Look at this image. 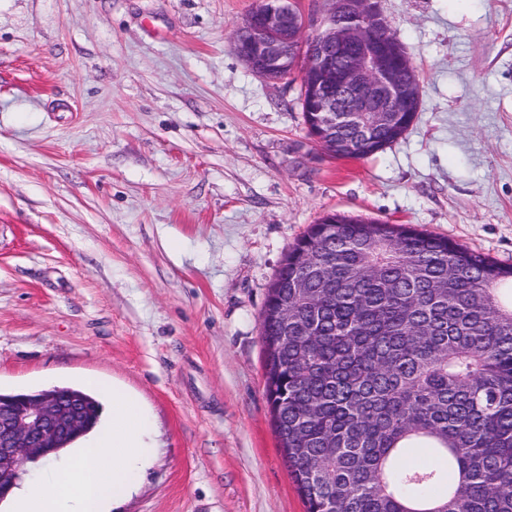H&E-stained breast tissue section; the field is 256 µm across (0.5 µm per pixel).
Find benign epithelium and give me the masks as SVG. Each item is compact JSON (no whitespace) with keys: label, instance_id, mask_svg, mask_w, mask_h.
I'll return each mask as SVG.
<instances>
[{"label":"benign epithelium","instance_id":"1","mask_svg":"<svg viewBox=\"0 0 512 512\" xmlns=\"http://www.w3.org/2000/svg\"><path fill=\"white\" fill-rule=\"evenodd\" d=\"M245 43L233 32L232 44L250 70L265 80L283 72L286 41L281 34L303 31L305 17L296 0H262L257 15L243 23ZM318 38L299 44V66L316 77L306 104L321 134L313 139L326 151L323 139L336 132L345 114L413 112L420 108V82L399 42L390 36L379 13L378 0H332L316 25ZM87 404L74 395L49 388L23 402L0 404V501L16 487L25 463L59 453L57 443L83 431Z\"/></svg>","mask_w":512,"mask_h":512}]
</instances>
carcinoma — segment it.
<instances>
[{
	"mask_svg": "<svg viewBox=\"0 0 512 512\" xmlns=\"http://www.w3.org/2000/svg\"><path fill=\"white\" fill-rule=\"evenodd\" d=\"M413 118L339 123L336 156L354 141L374 155ZM260 329L307 512H512L511 266L408 224L326 215L285 256ZM418 448L433 464H404Z\"/></svg>",
	"mask_w": 512,
	"mask_h": 512,
	"instance_id": "obj_1",
	"label": "carcinoma"
}]
</instances>
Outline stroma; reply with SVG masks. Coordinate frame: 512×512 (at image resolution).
<instances>
[{
    "label": "stroma",
    "instance_id": "obj_1",
    "mask_svg": "<svg viewBox=\"0 0 512 512\" xmlns=\"http://www.w3.org/2000/svg\"><path fill=\"white\" fill-rule=\"evenodd\" d=\"M258 2L0 0V392L138 399L153 455L113 512H306L259 316L324 214L512 265V0H379L422 102L361 159L235 55Z\"/></svg>",
    "mask_w": 512,
    "mask_h": 512
}]
</instances>
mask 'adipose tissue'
Wrapping results in <instances>:
<instances>
[{"instance_id": "obj_1", "label": "adipose tissue", "mask_w": 512, "mask_h": 512, "mask_svg": "<svg viewBox=\"0 0 512 512\" xmlns=\"http://www.w3.org/2000/svg\"><path fill=\"white\" fill-rule=\"evenodd\" d=\"M100 391L112 397L109 427L76 449L50 491H16L14 512H109L131 489L135 473L149 460L148 421L130 395L105 385Z\"/></svg>"}]
</instances>
